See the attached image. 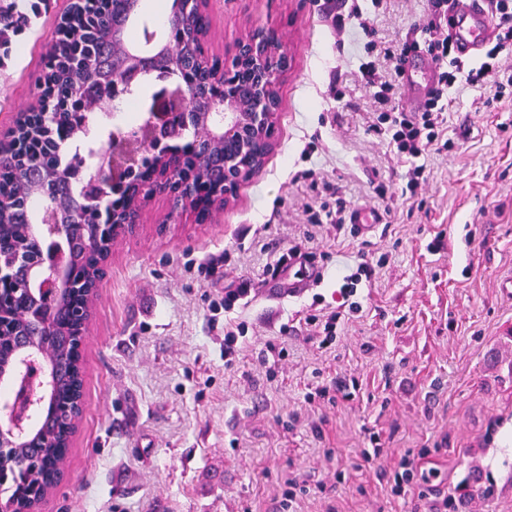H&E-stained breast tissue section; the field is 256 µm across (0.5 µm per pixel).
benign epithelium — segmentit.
<instances>
[{
	"instance_id": "7a95c632",
	"label": "benign epithelium",
	"mask_w": 512,
	"mask_h": 512,
	"mask_svg": "<svg viewBox=\"0 0 512 512\" xmlns=\"http://www.w3.org/2000/svg\"><path fill=\"white\" fill-rule=\"evenodd\" d=\"M200 10L201 0H172L171 17ZM274 33L272 27L254 30L249 38L235 45L229 59L216 66L207 47L193 53L197 71L211 72L215 79L219 78V71H224L222 93L211 90L208 83L183 78L186 53L199 40L194 34L178 41L165 37L144 58L131 55L113 90L134 83L149 62L163 76L176 73L178 80L173 84L165 82L156 91L146 143L137 150L129 148L112 156L98 181L86 187L79 197L73 195L71 184L85 167V159L78 158L64 172L43 163V158L54 155L52 145L34 152L30 159L17 152L18 143H12L8 163L40 186L38 200L42 210L56 219L62 207L71 206L69 222L41 231L45 243L39 262L22 270L15 281L25 299L15 311L18 318L39 321L49 332L54 328V301L75 288L77 260L69 246L70 222L92 225L96 238L109 247L118 238L136 231L138 211L128 209L120 214L114 208L107 219L102 209L104 199L123 197L137 201L162 190L184 204L194 221L205 222L211 218L215 205L230 203L241 185L259 173L262 164L254 159V152L260 142L273 146L279 99L272 98V93L289 63L282 44L265 38ZM93 66L94 61H86L73 75L60 102L61 109L71 112L81 107L85 101L82 81ZM199 161L214 162L218 173L199 174ZM13 391L14 401L0 410V439L6 434L26 433L28 428L23 422L28 412L48 407L51 368L42 348L31 345L23 351L13 377Z\"/></svg>"
}]
</instances>
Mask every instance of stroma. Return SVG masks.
Returning a JSON list of instances; mask_svg holds the SVG:
<instances>
[{"label": "stroma", "instance_id": "35a3bbf8", "mask_svg": "<svg viewBox=\"0 0 512 512\" xmlns=\"http://www.w3.org/2000/svg\"><path fill=\"white\" fill-rule=\"evenodd\" d=\"M72 0H41L31 31L0 44V135L38 108L47 52ZM353 0H208V47L221 57L260 27L289 56L276 143L262 171L206 224L164 192L142 202L137 232L112 247L86 329L85 410L67 480L40 512H512V100L480 106L454 90L448 151L426 156L422 205L374 190L398 166L371 132L358 57L366 39L403 42L429 0H384L372 37L332 19ZM340 71L341 100L329 90ZM315 178H307L308 170ZM382 215L369 242L311 226L338 205ZM312 233L292 269L323 285L271 299L266 265ZM442 236L444 251L428 244ZM385 262L363 311L328 350L306 322L337 311L336 276L359 249ZM247 286L224 312V295ZM248 335L224 357L225 320ZM343 385L335 401L316 396ZM377 433L382 456L362 460ZM422 454L407 498L402 458Z\"/></svg>", "mask_w": 512, "mask_h": 512}]
</instances>
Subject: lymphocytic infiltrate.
Listing matches in <instances>:
<instances>
[{
  "mask_svg": "<svg viewBox=\"0 0 512 512\" xmlns=\"http://www.w3.org/2000/svg\"><path fill=\"white\" fill-rule=\"evenodd\" d=\"M488 13L495 32L492 47L477 60L468 61L454 52L453 37L448 31V0H432L431 19L423 41L411 40L401 48H380L376 60L361 62L360 81L371 100L379 108L373 125L376 133L386 135L388 145L403 166L406 192H415L426 179L422 157L431 152L447 150L444 139L445 113L449 106L448 90L461 85L475 90H491L494 99H503L512 91V70L506 68L512 59V0H487ZM423 50L437 67V84L421 111L402 112L395 105L396 85L388 73L398 70L402 55ZM376 269L367 260L356 264L355 272L343 275L340 293L347 299V313H332L327 317L309 316L308 322L317 330L320 347H328L336 340L342 316H355L363 306L356 295L362 281L374 280Z\"/></svg>",
  "mask_w": 512,
  "mask_h": 512,
  "instance_id": "f902f5d3",
  "label": "lymphocytic infiltrate"
}]
</instances>
